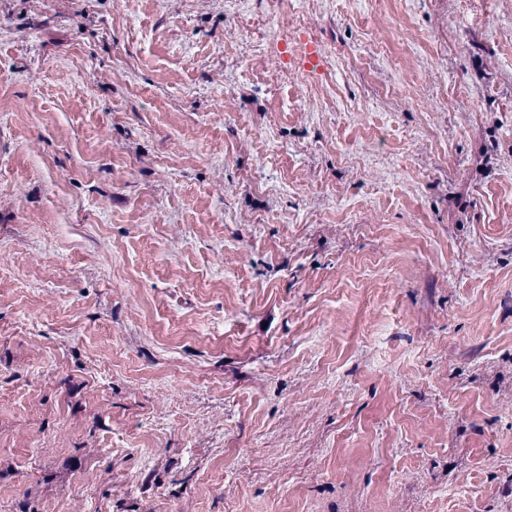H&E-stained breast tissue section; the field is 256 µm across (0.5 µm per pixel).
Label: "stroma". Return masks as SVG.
Here are the masks:
<instances>
[{
  "instance_id": "obj_1",
  "label": "stroma",
  "mask_w": 512,
  "mask_h": 512,
  "mask_svg": "<svg viewBox=\"0 0 512 512\" xmlns=\"http://www.w3.org/2000/svg\"><path fill=\"white\" fill-rule=\"evenodd\" d=\"M0 512H512V0H0Z\"/></svg>"
}]
</instances>
